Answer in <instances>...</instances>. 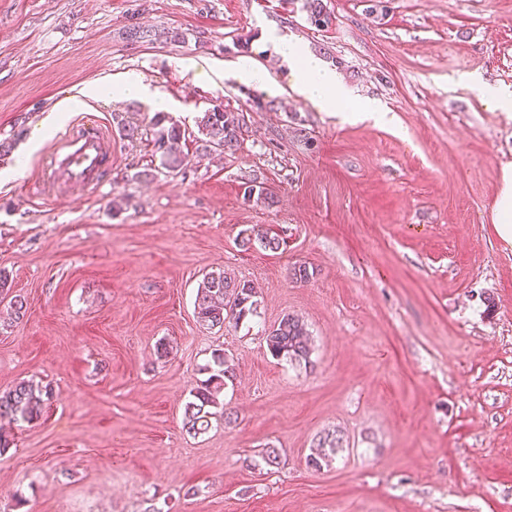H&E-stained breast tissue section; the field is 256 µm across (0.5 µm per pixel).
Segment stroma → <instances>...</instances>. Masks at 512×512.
I'll return each instance as SVG.
<instances>
[{"mask_svg":"<svg viewBox=\"0 0 512 512\" xmlns=\"http://www.w3.org/2000/svg\"><path fill=\"white\" fill-rule=\"evenodd\" d=\"M324 2L326 28L302 0H0V273L27 302L0 325V390H54L40 420L11 430L0 506L512 512V249L492 224L512 117L466 85L476 75L512 91V0ZM132 26L184 39L134 42ZM283 37L394 124L293 91L274 52ZM243 58L280 86L276 110H257L265 90L230 74ZM130 72L186 130L178 175H143L156 159L148 103L55 114L83 85ZM219 102L246 119L232 155L204 147L196 125ZM87 114L112 154L93 190L50 163ZM253 180L273 204L245 200ZM255 226L281 248L241 250ZM296 263L310 282L289 280ZM218 269L259 292L256 315L220 332L194 313ZM286 314L309 330L310 364L266 352L261 329ZM217 348L235 368L231 418L193 436L184 405ZM328 432L344 448L317 470L307 458ZM268 447L279 466L262 461Z\"/></svg>","mask_w":512,"mask_h":512,"instance_id":"obj_1","label":"stroma"}]
</instances>
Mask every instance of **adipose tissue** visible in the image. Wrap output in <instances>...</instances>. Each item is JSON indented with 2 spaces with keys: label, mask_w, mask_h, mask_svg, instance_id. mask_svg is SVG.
I'll list each match as a JSON object with an SVG mask.
<instances>
[{
  "label": "adipose tissue",
  "mask_w": 512,
  "mask_h": 512,
  "mask_svg": "<svg viewBox=\"0 0 512 512\" xmlns=\"http://www.w3.org/2000/svg\"><path fill=\"white\" fill-rule=\"evenodd\" d=\"M275 52L282 62L288 64L293 73L294 91L311 101L321 111L332 112L337 105L354 101L352 90L336 71L328 67L322 58L306 51L299 43L288 39L279 40ZM113 90L127 100L149 101L158 111L167 107L164 94L152 89L134 72L126 74L113 88L100 82L88 84L69 100L68 105L73 108L82 105L87 99L101 100Z\"/></svg>",
  "instance_id": "ef3b65f1"
}]
</instances>
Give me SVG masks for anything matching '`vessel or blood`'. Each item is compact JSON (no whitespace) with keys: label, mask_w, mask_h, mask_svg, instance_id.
I'll use <instances>...</instances> for the list:
<instances>
[{"label":"vessel or blood","mask_w":512,"mask_h":512,"mask_svg":"<svg viewBox=\"0 0 512 512\" xmlns=\"http://www.w3.org/2000/svg\"><path fill=\"white\" fill-rule=\"evenodd\" d=\"M61 163L68 181L79 187H98L110 164L104 136L95 123L85 121L77 134L65 139Z\"/></svg>","instance_id":"b4317fda"}]
</instances>
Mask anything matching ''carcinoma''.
<instances>
[{"mask_svg":"<svg viewBox=\"0 0 512 512\" xmlns=\"http://www.w3.org/2000/svg\"><path fill=\"white\" fill-rule=\"evenodd\" d=\"M311 23L320 28L332 24L330 11L323 0H305ZM245 123L241 113L228 112L223 105L215 104L198 117L197 126L206 137L205 147L233 153L239 146V133ZM185 130L172 118L159 112L153 120V142L159 154L160 167L167 173H178L183 165L182 141ZM239 246L248 251L253 247L277 251L281 246L278 235L252 228L241 237ZM197 321L209 329L238 326L240 322L257 313V291L248 280L240 279L224 270L205 274L198 284L195 302ZM263 338L268 353L278 361L310 363L311 340L304 322L287 314L264 331ZM207 379L200 381L191 391L192 400L184 407L183 429L198 435L210 424V409L224 408L220 397L235 380V372L222 349L212 352L211 360L204 366ZM54 398L53 389L39 387L22 381L0 391V420L11 423H31L42 416L45 407ZM343 447V438L328 433L319 438L315 451L309 455L308 464L319 468Z\"/></svg>","mask_w":512,"mask_h":512,"instance_id":"1","label":"carcinoma"}]
</instances>
